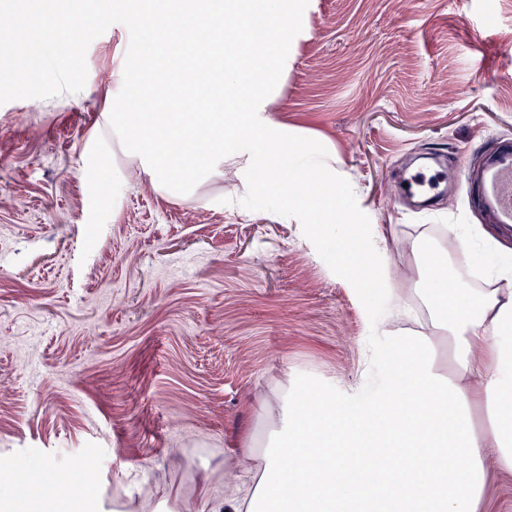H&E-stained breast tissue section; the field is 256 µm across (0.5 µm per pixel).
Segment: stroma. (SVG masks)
I'll use <instances>...</instances> for the list:
<instances>
[{"label": "stroma", "instance_id": "35a3bbf8", "mask_svg": "<svg viewBox=\"0 0 512 512\" xmlns=\"http://www.w3.org/2000/svg\"><path fill=\"white\" fill-rule=\"evenodd\" d=\"M129 42L116 23L90 44L80 92L0 105V458L55 463L105 512L175 493L202 512L243 431L266 445L261 403L301 373L356 393L370 329L428 324L420 233L456 265L481 259L448 227L481 223L461 173L512 142V0H313L303 17L274 115L335 153L388 241L389 298L407 314L375 327L300 225L225 205L245 194L232 168L189 200L140 175L97 81ZM424 153L445 183L422 205L404 183Z\"/></svg>", "mask_w": 512, "mask_h": 512}]
</instances>
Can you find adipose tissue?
Instances as JSON below:
<instances>
[{"label": "adipose tissue", "instance_id": "1", "mask_svg": "<svg viewBox=\"0 0 512 512\" xmlns=\"http://www.w3.org/2000/svg\"><path fill=\"white\" fill-rule=\"evenodd\" d=\"M426 242L413 247L431 268L418 281L434 301L430 322L392 337L382 391L357 407L312 385L297 392L267 448L243 440L246 493L230 492L212 512H478L489 468L512 475V275L467 287L468 270ZM439 332L454 351L453 380L433 363Z\"/></svg>", "mask_w": 512, "mask_h": 512}]
</instances>
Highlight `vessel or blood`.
<instances>
[{
	"label": "vessel or blood",
	"instance_id": "1",
	"mask_svg": "<svg viewBox=\"0 0 512 512\" xmlns=\"http://www.w3.org/2000/svg\"><path fill=\"white\" fill-rule=\"evenodd\" d=\"M462 183L473 207L512 228V144L487 152L479 169L463 172Z\"/></svg>",
	"mask_w": 512,
	"mask_h": 512
}]
</instances>
